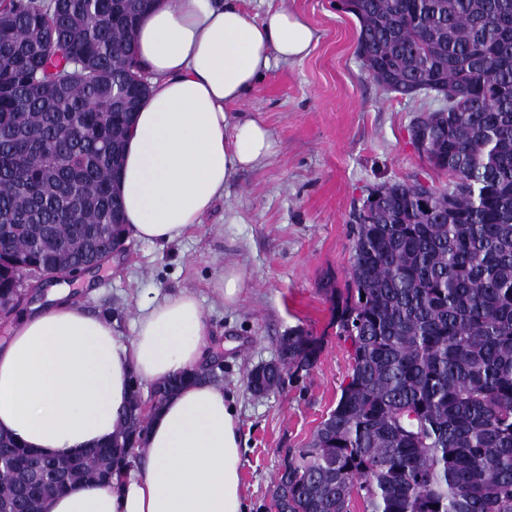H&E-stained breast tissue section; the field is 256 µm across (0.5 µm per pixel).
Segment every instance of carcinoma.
Listing matches in <instances>:
<instances>
[{
    "label": "carcinoma",
    "instance_id": "1",
    "mask_svg": "<svg viewBox=\"0 0 512 512\" xmlns=\"http://www.w3.org/2000/svg\"><path fill=\"white\" fill-rule=\"evenodd\" d=\"M154 0H0V312L16 273L68 261L80 273L125 233L118 189L135 112L149 93L134 40ZM362 67L385 90L439 101L415 145L449 177L383 184L352 211L345 287L331 324L349 344L336 407L283 458L281 512H512V0H339ZM303 328L247 378L277 388L312 370ZM202 365L153 385L155 406ZM138 383L115 436L47 457L0 434V498L42 512L74 482L102 484L142 453Z\"/></svg>",
    "mask_w": 512,
    "mask_h": 512
}]
</instances>
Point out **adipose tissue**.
<instances>
[{
	"label": "adipose tissue",
	"mask_w": 512,
	"mask_h": 512,
	"mask_svg": "<svg viewBox=\"0 0 512 512\" xmlns=\"http://www.w3.org/2000/svg\"><path fill=\"white\" fill-rule=\"evenodd\" d=\"M314 32L287 8L251 16L241 0H156L136 50L151 92L128 138L119 188L129 234L173 242L201 222L233 174L268 157L267 127L238 109L271 57L304 58ZM206 321L183 289L141 307L132 340L67 292L34 305L0 345V432L46 456L111 440L134 379L198 367ZM234 397L191 384L149 420L140 462L109 484L51 498L44 512H247Z\"/></svg>",
	"instance_id": "1"
}]
</instances>
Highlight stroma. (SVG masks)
Masks as SVG:
<instances>
[{
  "instance_id": "1",
  "label": "stroma",
  "mask_w": 512,
  "mask_h": 512,
  "mask_svg": "<svg viewBox=\"0 0 512 512\" xmlns=\"http://www.w3.org/2000/svg\"><path fill=\"white\" fill-rule=\"evenodd\" d=\"M282 4L309 23L314 44L303 60H272L242 106L271 132L272 154L237 171L223 198L176 242L128 238L124 252L64 283L75 303L110 314L126 340L144 303L182 289L196 295L223 363L216 382L239 407L251 512H266L288 449L308 442L348 372L349 347L330 324L320 282L329 274L344 279L349 268L350 213L384 183L448 181L411 143L418 102L385 91L362 69L356 18L336 0H245L244 7L259 16ZM230 264L248 281L232 307L215 289ZM296 326L324 340L316 367L253 394L249 371L275 361L280 336Z\"/></svg>"
}]
</instances>
